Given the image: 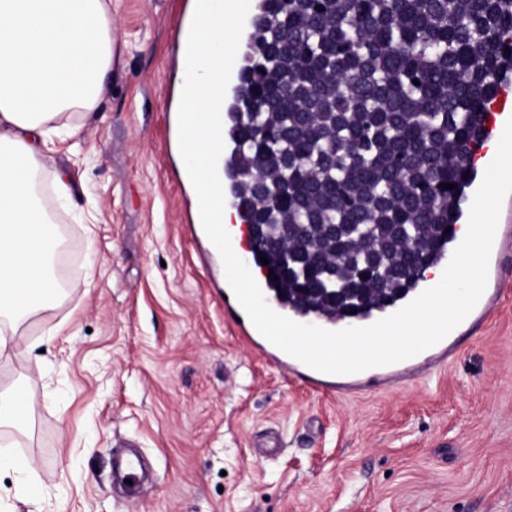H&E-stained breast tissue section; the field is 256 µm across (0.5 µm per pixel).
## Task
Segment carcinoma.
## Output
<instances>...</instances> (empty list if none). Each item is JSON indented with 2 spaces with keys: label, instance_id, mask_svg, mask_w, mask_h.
<instances>
[{
  "label": "carcinoma",
  "instance_id": "cac0c4a2",
  "mask_svg": "<svg viewBox=\"0 0 512 512\" xmlns=\"http://www.w3.org/2000/svg\"><path fill=\"white\" fill-rule=\"evenodd\" d=\"M254 19L226 162L232 206L263 227L257 265L304 313L391 306L453 236L512 72V0H259Z\"/></svg>",
  "mask_w": 512,
  "mask_h": 512
}]
</instances>
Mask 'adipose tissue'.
Wrapping results in <instances>:
<instances>
[{
	"label": "adipose tissue",
	"instance_id": "obj_1",
	"mask_svg": "<svg viewBox=\"0 0 512 512\" xmlns=\"http://www.w3.org/2000/svg\"><path fill=\"white\" fill-rule=\"evenodd\" d=\"M107 0H0V319L58 295L50 274L56 242L36 190L55 137L75 135L112 77Z\"/></svg>",
	"mask_w": 512,
	"mask_h": 512
}]
</instances>
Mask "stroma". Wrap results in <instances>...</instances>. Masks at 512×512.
Here are the masks:
<instances>
[{"label":"stroma","mask_w":512,"mask_h":512,"mask_svg":"<svg viewBox=\"0 0 512 512\" xmlns=\"http://www.w3.org/2000/svg\"><path fill=\"white\" fill-rule=\"evenodd\" d=\"M194 0H112L117 59L79 133L47 165L72 248L70 284L8 326L0 391L31 425L0 446V512H512V246L500 302L456 356L404 384L321 392L257 357L224 319L183 232L198 197L171 105ZM148 461L146 492L112 486V452Z\"/></svg>","instance_id":"35a3bbf8"}]
</instances>
